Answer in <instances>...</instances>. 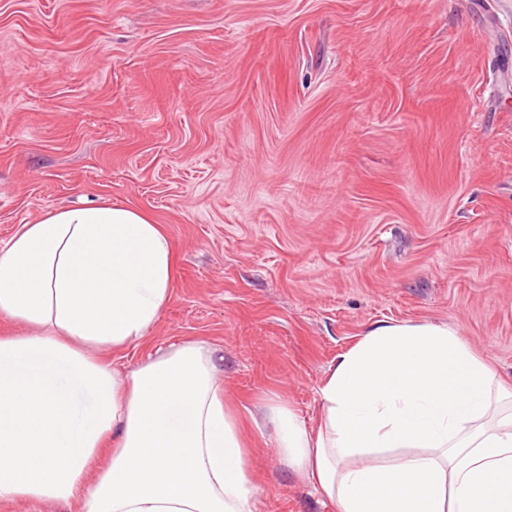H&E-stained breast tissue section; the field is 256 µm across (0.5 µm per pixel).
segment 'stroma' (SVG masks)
Instances as JSON below:
<instances>
[{
  "label": "stroma",
  "mask_w": 512,
  "mask_h": 512,
  "mask_svg": "<svg viewBox=\"0 0 512 512\" xmlns=\"http://www.w3.org/2000/svg\"><path fill=\"white\" fill-rule=\"evenodd\" d=\"M174 244L132 369L211 344L239 414L318 418L378 322L512 386V0H0V245L69 204ZM260 512H335L252 434Z\"/></svg>",
  "instance_id": "stroma-1"
}]
</instances>
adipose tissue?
<instances>
[{"label": "adipose tissue", "mask_w": 512, "mask_h": 512, "mask_svg": "<svg viewBox=\"0 0 512 512\" xmlns=\"http://www.w3.org/2000/svg\"><path fill=\"white\" fill-rule=\"evenodd\" d=\"M174 246L119 205L60 207L0 245V507L258 512L250 450L202 341L124 372L173 295ZM307 425L266 415L277 453L336 512H512V389L445 324L373 325L336 359ZM396 452L393 463L366 460ZM10 512H72L77 511V506L63 505L56 501L30 502L19 500L9 506Z\"/></svg>", "instance_id": "1"}]
</instances>
